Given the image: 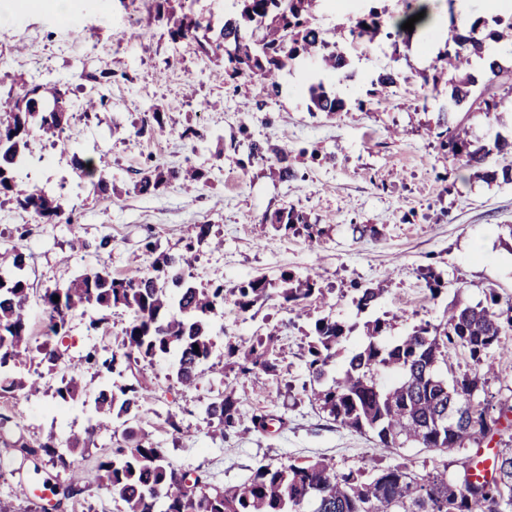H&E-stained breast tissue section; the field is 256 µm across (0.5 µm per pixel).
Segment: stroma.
Segmentation results:
<instances>
[{
    "instance_id": "35a3bbf8",
    "label": "stroma",
    "mask_w": 512,
    "mask_h": 512,
    "mask_svg": "<svg viewBox=\"0 0 512 512\" xmlns=\"http://www.w3.org/2000/svg\"><path fill=\"white\" fill-rule=\"evenodd\" d=\"M433 20L398 37L379 35L362 52L350 55L348 74L318 75L313 60L298 57L280 72V92L268 96L259 79L224 83L214 78V64L194 42H172L164 22L154 20L153 0H70L59 15L54 0H0V119H6L22 86L52 81L65 90L70 120L57 144L35 139L19 178L50 195H63L64 213L43 223L15 202H0V270L9 268L15 247H23L24 273L34 295L30 324L43 330L36 300L55 287L62 269L76 274L105 266L113 274L150 271L158 254L185 251V229L207 224L221 240L197 246L186 272L195 285L211 281L233 287L239 280L290 272L319 273L323 298H309L306 314L280 309L275 302L240 314L225 306L212 318L215 347L210 364L196 385L185 387L170 362L141 364L144 399L141 424L168 448L171 460L198 472L216 487L238 486L259 462L279 464L327 458L337 469L357 470L394 465L423 474L447 469L458 477L479 448H501L498 434L481 444L440 452L409 445L381 447L369 433L342 427L309 400L310 376L304 351L314 322L330 313L353 331L331 362L340 371L363 340L362 325L387 315V341L405 336L414 325L439 324L454 299L469 303L496 291L512 301V183L471 179L467 170L436 148L438 114L448 102L446 85L426 83L439 67L438 57L449 35L450 4L464 6L469 18L491 17L487 0H429ZM377 9L398 16L401 0H353L351 6L324 0L316 24L325 36L346 44L352 17ZM398 73L397 84L379 91L378 73ZM112 73L110 83L93 87L90 78ZM323 79L328 91L346 103L333 116L310 114L304 86ZM107 101L96 117L85 118L82 106L90 91ZM168 113L165 128L142 125L153 110ZM247 133H240V126ZM196 138H182L185 127ZM288 148L298 171L279 180L268 166L249 163L243 135ZM332 156V163L310 159L309 150ZM101 156L112 184L107 194L94 192L79 178L74 156ZM200 167L206 176L184 191L171 182L158 193L140 195L133 183L139 172L155 166ZM295 207L317 220L325 234L309 242L305 233L284 232L262 223L265 212ZM370 226L355 233L354 225ZM87 247L70 250L73 239ZM68 267H61V260ZM440 274L446 286L432 296L425 276ZM382 286L374 309L359 311L354 283ZM95 311L74 316L63 340L62 360L48 369L38 353L24 359L19 376L42 375L45 393L31 399L0 398V413L10 416L8 434L35 444L54 435L58 448L83 431L93 415L94 397L103 385L131 381L130 373L97 375L82 367L90 349L112 354L113 338L128 320L120 308L91 328ZM277 330V370L241 375L226 366V346ZM495 371L485 385L494 411L512 421V332L502 336L494 353ZM78 366L82 390L57 405L52 392L60 378ZM233 387L245 413L269 416L267 431L243 421L224 438L212 435L203 413L210 399ZM176 420L181 433H172ZM120 435L99 434L78 465L83 478L70 483L66 473L44 455L19 451L0 457L12 470L0 479V504L10 512H116L97 463L121 443ZM49 482L52 502L21 494L25 482Z\"/></svg>"
}]
</instances>
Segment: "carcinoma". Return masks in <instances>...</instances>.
<instances>
[{
    "instance_id": "1",
    "label": "carcinoma",
    "mask_w": 512,
    "mask_h": 512,
    "mask_svg": "<svg viewBox=\"0 0 512 512\" xmlns=\"http://www.w3.org/2000/svg\"><path fill=\"white\" fill-rule=\"evenodd\" d=\"M322 0H235L233 16L214 32L210 21L201 14L178 11L171 0H160L157 16L166 21L167 33L174 42L191 39L212 61L221 65L216 77L228 82L261 79L270 95L279 93L278 75L300 55L315 60L319 69L334 74L349 65L338 42L324 36L315 25L316 12ZM404 15L388 22L375 10L355 18L350 33L370 44L391 26L395 34L418 13L424 17L415 25L429 20L428 6L419 0H403ZM497 28L488 33L492 41L512 42V20H494ZM488 26L483 17L476 18L469 35H454L440 60L443 65L432 77L434 84L446 78L452 106L470 111L479 103L485 116H493L503 125L512 120V111L503 115L500 106L502 90L512 95V69L489 64L485 83L468 67L471 58L481 56L483 39L477 32ZM311 112L328 115L340 112L345 103L328 92L322 82L307 87ZM68 103L54 83L23 88L9 119L0 122V197L14 200L39 219L61 216L60 198L37 189H29L15 177V168L25 158L32 137L55 142L68 123ZM436 133L439 150L474 171V176L492 183H512V142L496 134L490 144L474 142L464 122L450 112L438 119ZM248 159L270 162L279 179L292 180L297 171L288 150L269 143L249 144ZM79 176L102 193L109 184L101 175L102 157L75 158ZM205 172L199 168H168L160 165L147 170L134 183L139 194H154L172 181H180L188 190L196 188ZM263 224L289 231L300 225L314 238L313 223L308 215L294 207L266 215ZM191 251L209 236V225L192 224L188 228ZM181 255L161 254L152 271H136L121 277L112 276L105 266L80 275H67L53 288L39 295L47 320L48 339L41 341L30 329L27 308L31 286L24 274V253L15 249L12 269L0 275V397L27 398L40 391L41 383L25 380L15 373L23 356L31 351L43 360L56 364L62 358L60 349L49 341L67 335L68 320L76 312L107 311L123 307L130 313L120 336L114 341L112 358L98 361L96 353L86 356L89 363H101L108 373H121L131 363H151L177 355L174 372L177 381L192 386L213 354L214 340L211 316L232 303L239 312L248 313L258 305L277 300L287 311H301L305 301L316 293V276L303 277L283 273L276 280L256 276L224 287L212 282L198 288L185 277ZM384 293L380 287L361 289L357 308L365 311L375 305ZM59 301H53V297ZM499 295L489 290L485 301L476 304L456 303L448 306L445 323L433 325L424 321L403 338L383 341L388 322L376 317L364 323V340L346 361L344 370L333 375L329 371L343 341L352 328L336 320L332 314L316 319L312 338L307 344V365L316 387L311 398L334 421L350 430L372 433L384 448L417 445L448 451L477 442L497 429L500 418L491 415L489 403L480 398L486 375L491 373L490 353L499 347L500 336L512 330V304L499 307ZM276 332L258 336L250 343L230 344L229 357L237 360L239 373L255 370L275 371L272 360ZM462 347L469 353L473 368L460 378L448 381L437 371L448 363L452 351ZM389 371L397 375L388 385L380 383L378 374ZM79 388V376L57 387L54 396L63 405ZM143 400V386L135 380L119 388L104 386L94 399L96 424L82 434L67 440V452L57 450L53 437L35 446L20 445L0 434V446L20 447L29 456L43 453L60 463L68 472L70 483L79 481L75 456L81 453L101 431L109 432L114 423L124 426L123 444L103 456L98 463L100 479L112 495L118 512H512V448L497 452L491 477L473 481L468 466L463 476L448 477V470L415 475L396 465L369 476L364 471L343 472L326 459L279 465L261 463L242 485L213 488L200 475L188 479L190 472L175 466L166 449L153 440L149 431L136 424ZM214 435L237 429L245 413L232 389L223 392L204 409Z\"/></svg>"
}]
</instances>
